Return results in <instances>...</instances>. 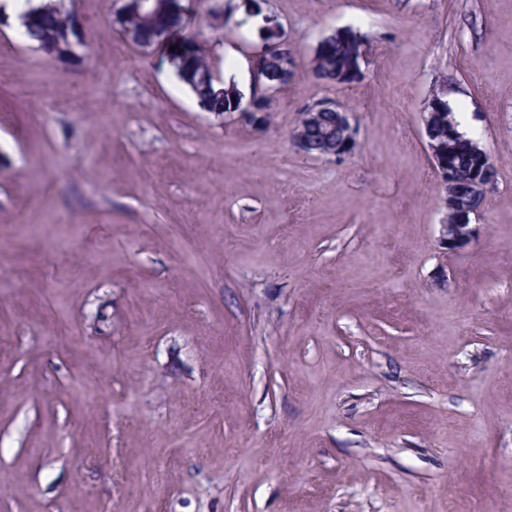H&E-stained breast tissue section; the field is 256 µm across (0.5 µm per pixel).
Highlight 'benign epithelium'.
<instances>
[{"instance_id": "7a95c632", "label": "benign epithelium", "mask_w": 512, "mask_h": 512, "mask_svg": "<svg viewBox=\"0 0 512 512\" xmlns=\"http://www.w3.org/2000/svg\"><path fill=\"white\" fill-rule=\"evenodd\" d=\"M264 35L261 37L262 48L252 58L251 69L254 83L249 95L229 86L224 87V81L218 71L198 77V81L215 95H227L235 98L231 109V116L237 123L250 125L255 132L263 130V126L257 122L249 123L253 114L254 102L260 98L270 97L273 92L271 85L267 83V66L274 62L278 65L277 86L286 87L303 65V59L288 43V36L283 34L281 24L270 15L264 16ZM335 116L336 127L342 131V142L339 146L348 149L353 145H360L358 128L349 112L342 105L330 100H320L312 104L302 116V126L295 128L290 133L293 146L302 153L313 150L314 144L304 135L303 127H320L325 123L327 113ZM435 112L430 109L423 113L425 132V144L434 163L435 173L441 184L449 188L445 194L446 215L441 220L439 242L442 249L456 252L471 243L475 239L476 225L471 223V217L476 216L482 209L487 194L494 189L497 183V170L488 153L479 144L458 131L456 125L448 127V145H462L467 152L479 160V165L472 180L459 186L453 181L451 165L447 163V157L434 139L432 120Z\"/></svg>"}]
</instances>
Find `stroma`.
<instances>
[{
  "label": "stroma",
  "instance_id": "stroma-1",
  "mask_svg": "<svg viewBox=\"0 0 512 512\" xmlns=\"http://www.w3.org/2000/svg\"><path fill=\"white\" fill-rule=\"evenodd\" d=\"M121 4L76 0L71 66L0 24V512H512V0H269L301 57L366 55L259 134L175 95ZM183 5L220 71L260 50ZM437 88L498 170L459 252ZM322 99L354 154L293 147ZM329 38L330 41L324 51L320 52L322 44L321 41H319L313 49V53L309 57L308 66L312 76L319 82H328L333 80L332 77L322 76L320 73H316L313 70L311 60L317 53H319L316 60L317 69L322 73H336V76H333V78L336 77V81L331 83L343 84L342 79H340L341 73L344 71H350L354 68H356L361 74V79L362 69L358 66V59L359 65H361L365 51V49H362L361 51V47L365 45L363 35L358 31L348 28L345 29V32L336 33V36L331 35ZM305 112V111H303ZM333 113L335 116L336 127L342 131V142L336 148L324 147L326 151H337L341 147L349 149L352 145L360 146L358 139V128L353 118V113L349 112L339 103L330 100H320L312 104L307 111L303 114L302 118L299 117L296 127L290 133V140L293 146L302 153L309 154L314 150V144L311 143L304 135L303 128L308 126L310 128L320 127L325 123L327 113ZM303 120V121H302ZM302 121L301 126L299 127ZM299 127V128H297Z\"/></svg>",
  "mask_w": 512,
  "mask_h": 512
}]
</instances>
